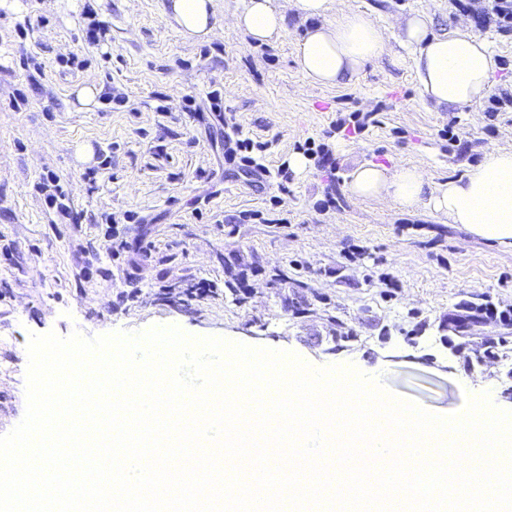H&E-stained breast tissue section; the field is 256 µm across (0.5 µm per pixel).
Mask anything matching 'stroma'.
Instances as JSON below:
<instances>
[{
	"instance_id": "obj_1",
	"label": "stroma",
	"mask_w": 512,
	"mask_h": 512,
	"mask_svg": "<svg viewBox=\"0 0 512 512\" xmlns=\"http://www.w3.org/2000/svg\"><path fill=\"white\" fill-rule=\"evenodd\" d=\"M21 2L0 9V435L26 412L31 335L168 324L317 368L350 364L438 414L484 393L512 410V353L481 366L474 353L507 331L512 248L428 207L349 190L363 164L415 166L444 181L487 151L512 149V30L469 20L500 60L489 95L509 100L491 118L483 100L452 111L425 102L399 41L397 20L411 14L454 29L466 18L456 0H330L326 21L361 11L384 38L377 59L334 87L309 83L294 62L310 22L292 0L283 36L269 45L235 26L244 0H216L207 43L168 22L162 0ZM93 18L105 30L96 44L84 38ZM91 75L100 94L85 111L74 91ZM369 112L375 122L363 133L324 138L336 120ZM228 115L244 137L267 143L269 176H246L228 159ZM309 139L327 144L336 170L312 160L282 181L278 168ZM49 174L71 189L78 223L38 193ZM329 192L338 205L325 209ZM116 238L144 254L113 257ZM280 272L287 281L274 282ZM201 281L215 295L183 304L181 291ZM484 301L499 318L452 346V317Z\"/></svg>"
}]
</instances>
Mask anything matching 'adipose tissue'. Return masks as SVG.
I'll return each instance as SVG.
<instances>
[{"mask_svg":"<svg viewBox=\"0 0 512 512\" xmlns=\"http://www.w3.org/2000/svg\"><path fill=\"white\" fill-rule=\"evenodd\" d=\"M329 0H294L303 18L315 19L295 45V62L303 77L321 86L353 79L377 58L384 41L380 28L363 12L350 11L336 22L321 23ZM165 14L190 39L205 42L215 32V0H166ZM235 25L259 44L276 42L285 29V14L276 0H246ZM400 41L411 52L421 96L443 109H455L482 100L490 77L499 68L487 41L459 24L436 32L424 15L399 19ZM350 191L358 197L382 196L403 209L421 205L465 226L472 234L512 248V150L488 152L460 177L445 182L426 179L416 167L390 171L365 164L353 173Z\"/></svg>","mask_w":512,"mask_h":512,"instance_id":"obj_1","label":"adipose tissue"}]
</instances>
